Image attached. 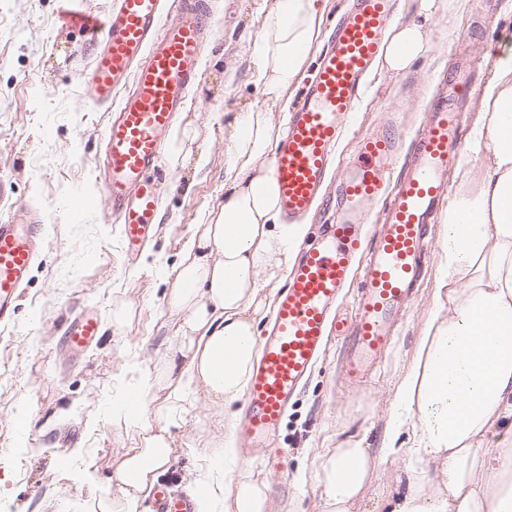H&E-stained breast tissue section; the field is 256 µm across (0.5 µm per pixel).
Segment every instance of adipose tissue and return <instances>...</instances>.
Segmentation results:
<instances>
[{
	"instance_id": "obj_1",
	"label": "adipose tissue",
	"mask_w": 512,
	"mask_h": 512,
	"mask_svg": "<svg viewBox=\"0 0 512 512\" xmlns=\"http://www.w3.org/2000/svg\"><path fill=\"white\" fill-rule=\"evenodd\" d=\"M328 2L262 0L251 77L264 103L228 124L223 206L202 216L174 269L157 270L172 283L181 341L162 369H126L135 407L127 409L118 394L109 414L137 426L141 438L113 475L117 494L99 501L98 512H139L173 462L172 429L185 424L202 392L224 414L206 422L212 436L190 474L197 512H266L265 483L237 464L233 407L259 355L257 324L309 232L280 220L270 170L278 144L272 112H288ZM410 4L414 17L392 26L380 74L396 77L415 60L435 57L431 24L445 16L446 0ZM477 126L483 176L442 218L436 296L452 312H430L394 395L384 452H407L408 489L388 512H512V55L493 68ZM376 468L357 443L320 456L314 480L324 512H352Z\"/></svg>"
}]
</instances>
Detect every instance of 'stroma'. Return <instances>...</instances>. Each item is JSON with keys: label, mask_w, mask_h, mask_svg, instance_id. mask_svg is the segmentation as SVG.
Returning a JSON list of instances; mask_svg holds the SVG:
<instances>
[{"label": "stroma", "mask_w": 512, "mask_h": 512, "mask_svg": "<svg viewBox=\"0 0 512 512\" xmlns=\"http://www.w3.org/2000/svg\"><path fill=\"white\" fill-rule=\"evenodd\" d=\"M260 0H215L214 34L203 58L201 79L180 126L191 127L208 164L193 157L168 164L177 190L162 188L156 232L138 256L126 258L120 228L105 210L79 215L95 189L107 112L91 105L75 71L88 66L93 46L68 27L59 0H0V216L10 207L40 200L46 209V243L19 301L13 326L0 331V512H94L112 496V473L137 441L135 429L108 421L106 405L119 389L117 374L129 361L160 368L176 347L178 316L167 286L155 274L183 257L202 214L224 204V158L228 115L261 105L250 80L251 40L259 25ZM512 0H468L454 21L434 24L442 72L476 61L475 82L462 116L469 140L493 69L488 52L512 54ZM435 91L431 63L418 59L397 77L369 79L350 120V135L337 150L345 165L358 138L383 129L394 105H403L410 127L425 119ZM429 257L420 287L401 319L393 344L361 387L346 377L345 346L334 341L326 358L295 397L276 439L278 468L254 457L249 470L267 486V512H321L313 480L318 457L346 439L360 441L380 463L355 512H381L385 500L403 492L402 457H384L383 438L399 376L412 365L423 322L435 307L440 259L438 226L429 231ZM102 317L98 342L80 357L62 346L66 321L85 305ZM30 411V435L16 430L15 408ZM199 398L186 423L173 430L177 455L160 482L188 491L200 439L199 420L218 416ZM77 463L57 470L59 451Z\"/></svg>", "instance_id": "obj_1"}]
</instances>
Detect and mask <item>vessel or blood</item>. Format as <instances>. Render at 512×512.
<instances>
[{
	"label": "vessel or blood",
	"instance_id": "1",
	"mask_svg": "<svg viewBox=\"0 0 512 512\" xmlns=\"http://www.w3.org/2000/svg\"><path fill=\"white\" fill-rule=\"evenodd\" d=\"M62 17L96 45L77 78L94 106L108 111L98 201L115 215L128 255L152 237L161 205L166 138L187 109L213 32L208 0H111L100 14L72 9ZM395 0H352L336 23L271 162L279 205L289 223L316 209L332 211L288 276L261 344L238 419L244 455L276 442L291 401L299 394L331 337L346 340L348 374L364 384L393 342V332L418 288L428 254L427 227L449 197L448 172L460 154V102L469 78L448 81L446 96L430 102L428 120L409 150L391 113L384 131L362 136L334 195L324 192L336 146L365 88L391 28ZM384 221L373 247L364 226L375 208ZM44 243V213L16 205L0 219V328L13 325L17 304ZM362 287L354 319L337 314L353 269ZM101 317L92 309L63 331L78 355L96 344ZM156 512H194L192 495L154 492Z\"/></svg>",
	"mask_w": 512,
	"mask_h": 512
}]
</instances>
